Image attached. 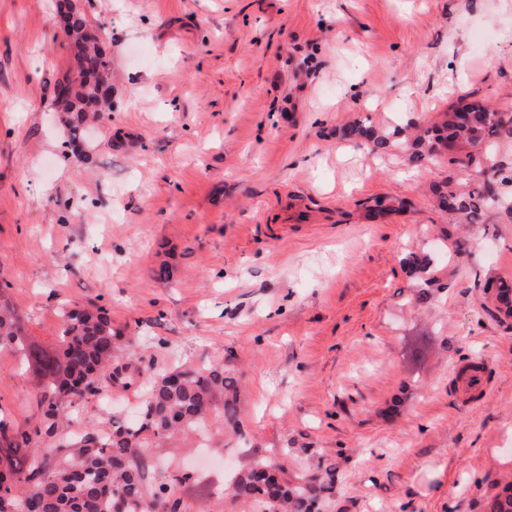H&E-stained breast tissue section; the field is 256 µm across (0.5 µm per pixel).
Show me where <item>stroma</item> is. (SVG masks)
I'll return each instance as SVG.
<instances>
[{
	"instance_id": "obj_1",
	"label": "stroma",
	"mask_w": 512,
	"mask_h": 512,
	"mask_svg": "<svg viewBox=\"0 0 512 512\" xmlns=\"http://www.w3.org/2000/svg\"><path fill=\"white\" fill-rule=\"evenodd\" d=\"M72 2L112 59L86 158L53 95L59 0H0V285L30 335L97 306L143 361L236 376L240 432L160 461L195 477L185 512H251L225 489L257 459L333 465L321 512H489L512 483V318L489 287L512 281V213L450 223L436 188L478 173L341 130L438 125L464 98L512 112V0ZM475 360L491 391L465 405L451 379ZM135 403L80 402L67 439L38 437L46 462ZM42 411L0 353V412ZM401 136V132H384L377 133L372 129L365 128L359 122H354L349 125L343 132V136L352 140H360L362 138L367 139L371 142V150L374 153H385L394 146L392 137Z\"/></svg>"
}]
</instances>
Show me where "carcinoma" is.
<instances>
[{"label":"carcinoma","instance_id":"1","mask_svg":"<svg viewBox=\"0 0 512 512\" xmlns=\"http://www.w3.org/2000/svg\"><path fill=\"white\" fill-rule=\"evenodd\" d=\"M112 61L105 48L85 47L77 68L67 71L56 87L67 90L65 111L70 114L68 132L73 149L86 141L85 123L103 113L95 107L96 83L111 79ZM401 132L377 133L355 122L343 132L352 140L371 142V150L385 153ZM512 139V113L500 112L479 101L462 104L446 113L439 126L427 128L410 145L411 159L431 161L441 150L460 149L457 163L484 175L468 190L447 184L435 191L437 206L461 224H479L484 213L505 201L495 189L501 176L489 149L500 140ZM497 311L512 316V286L495 285ZM55 343L44 345L29 336L26 324L5 289L0 288V352L15 355L21 371L34 377L41 389L42 422L31 434L0 414V482L13 489V512H27V502L40 512H143L149 500L156 512H184L183 500L170 486L156 482L155 468L145 449L167 448L194 431L209 415L219 430L239 428L234 378L224 375L222 365L156 368L143 366L120 353L123 331L112 324L103 308L64 309ZM122 392L142 391L136 418L113 421L112 433L99 437L88 433L73 457H61L51 465L38 461L45 449L33 436H53L72 426L71 407L107 391L103 379ZM331 466L324 467L319 483L303 475L288 484L277 468L256 461L241 471L232 484L233 495L250 503L252 512H313L323 493L332 490ZM489 512H512V486L493 499Z\"/></svg>","mask_w":512,"mask_h":512}]
</instances>
